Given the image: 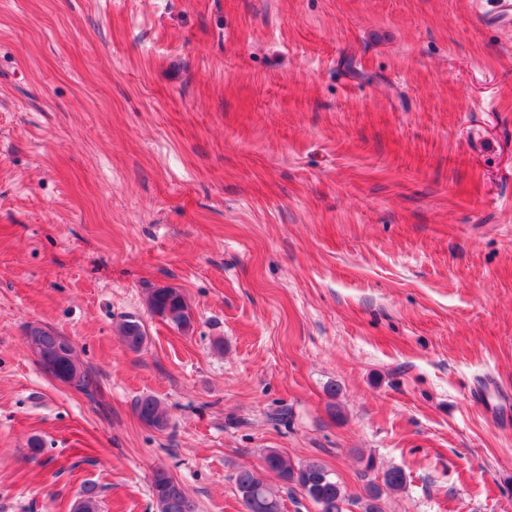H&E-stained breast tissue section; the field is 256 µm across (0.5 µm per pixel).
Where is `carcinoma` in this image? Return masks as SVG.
<instances>
[{
    "mask_svg": "<svg viewBox=\"0 0 512 512\" xmlns=\"http://www.w3.org/2000/svg\"><path fill=\"white\" fill-rule=\"evenodd\" d=\"M150 313L178 330L187 333L193 328L191 309L175 287L156 288L147 296ZM119 333L126 346L138 351L146 342L147 333L143 322L129 316L119 325ZM25 336L33 337L42 355H55L56 372L53 377L62 382L75 373L82 377L81 391L89 393L97 387L92 373L84 368L66 337L46 326H27ZM134 410L140 421L149 428L162 431L168 425V415L161 402L152 396L137 399ZM275 475L282 486L270 483L268 476ZM238 497L245 512H283L281 489H297L311 500L317 512H351L356 506L359 512H383V496L398 491L407 483L405 471L392 467L383 472L381 482L371 479L364 493L352 498L343 484L318 460L293 461L287 453L276 448L267 449L258 468H242L234 478ZM150 489L157 512H195V503L185 488L162 468L154 470ZM77 512H100L98 495L92 487L83 489Z\"/></svg>",
    "mask_w": 512,
    "mask_h": 512,
    "instance_id": "1",
    "label": "carcinoma"
}]
</instances>
